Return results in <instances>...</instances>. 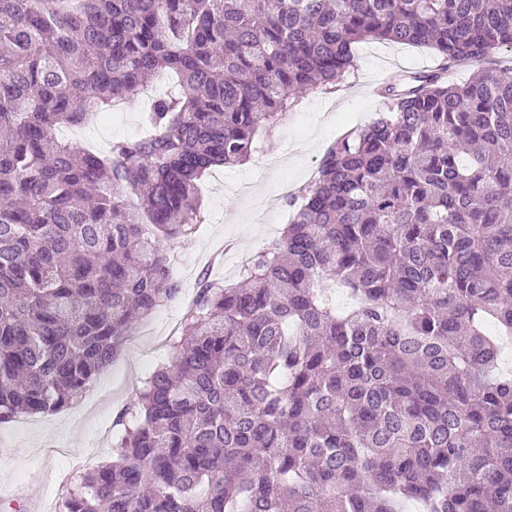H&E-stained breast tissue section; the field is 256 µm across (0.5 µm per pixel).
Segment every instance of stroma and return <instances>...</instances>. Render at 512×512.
<instances>
[{
  "instance_id": "1",
  "label": "stroma",
  "mask_w": 512,
  "mask_h": 512,
  "mask_svg": "<svg viewBox=\"0 0 512 512\" xmlns=\"http://www.w3.org/2000/svg\"><path fill=\"white\" fill-rule=\"evenodd\" d=\"M356 68L333 89L310 90L272 135H258V151L243 165L224 168L227 190L199 184L201 220L190 240L167 248L171 274L182 292L134 328L118 358L102 369L74 405L52 415L18 417L0 424V512H30L23 500L34 492L40 512H60L51 487L70 471L84 472L112 456L116 416L145 379L175 358L176 338L187 302L202 276L238 279L237 261L283 228L290 210L281 184L306 186L325 149L345 129L366 125L385 112L374 88L386 74L437 63L428 47L366 40L353 46Z\"/></svg>"
}]
</instances>
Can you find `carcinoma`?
Returning <instances> with one entry per match:
<instances>
[{
	"mask_svg": "<svg viewBox=\"0 0 512 512\" xmlns=\"http://www.w3.org/2000/svg\"><path fill=\"white\" fill-rule=\"evenodd\" d=\"M366 39L438 67L328 147L241 282L201 279L62 512H512V67L445 80L512 52V0H0V423L83 396L178 295L198 181ZM164 72L149 134L59 139ZM490 63L501 67H509L512 65V54L504 50H495L490 54L488 60L484 62L460 63L456 67L448 70V83L463 84L476 72L478 65H490Z\"/></svg>",
	"mask_w": 512,
	"mask_h": 512,
	"instance_id": "1",
	"label": "carcinoma"
}]
</instances>
